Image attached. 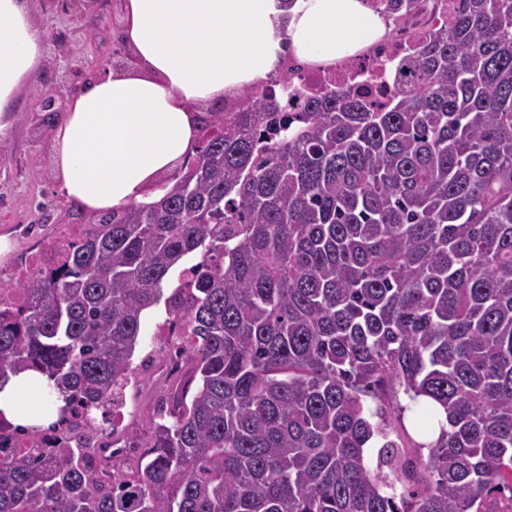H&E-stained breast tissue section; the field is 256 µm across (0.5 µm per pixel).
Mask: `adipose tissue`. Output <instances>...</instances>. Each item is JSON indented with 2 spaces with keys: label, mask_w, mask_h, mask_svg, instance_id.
<instances>
[{
  "label": "adipose tissue",
  "mask_w": 512,
  "mask_h": 512,
  "mask_svg": "<svg viewBox=\"0 0 512 512\" xmlns=\"http://www.w3.org/2000/svg\"><path fill=\"white\" fill-rule=\"evenodd\" d=\"M123 39L134 62L69 96L52 133L62 195L88 211L146 205L160 180L195 153L199 106L266 81L286 55L306 64L357 56L387 32L366 0H125ZM44 39L30 0H0V140L36 72ZM30 374L0 390V414L46 426Z\"/></svg>",
  "instance_id": "1"
}]
</instances>
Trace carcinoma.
I'll return each mask as SVG.
<instances>
[{"instance_id":"obj_1","label":"carcinoma","mask_w":512,"mask_h":512,"mask_svg":"<svg viewBox=\"0 0 512 512\" xmlns=\"http://www.w3.org/2000/svg\"><path fill=\"white\" fill-rule=\"evenodd\" d=\"M461 3L385 106L247 87L157 202L70 206L55 271L0 295V386L63 402L24 429L53 461L6 447L0 413V512H469L512 486V0ZM160 305L185 371L100 479L98 418ZM402 395L436 441L392 438Z\"/></svg>"}]
</instances>
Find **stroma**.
Returning <instances> with one entry per match:
<instances>
[{"mask_svg":"<svg viewBox=\"0 0 512 512\" xmlns=\"http://www.w3.org/2000/svg\"><path fill=\"white\" fill-rule=\"evenodd\" d=\"M33 19L44 35L41 67L20 91L11 114V134L0 144V236L12 249L0 258V277L9 278L51 236L46 213H61L68 203L52 174L51 128L43 124L37 101L48 90H78L92 74L112 68V35L119 20L115 0H31ZM156 318L145 320L147 336L133 356L134 377L123 393L119 426L137 434L158 405L147 389L156 363L165 356L167 339L154 335Z\"/></svg>","mask_w":512,"mask_h":512,"instance_id":"obj_1","label":"stroma"}]
</instances>
